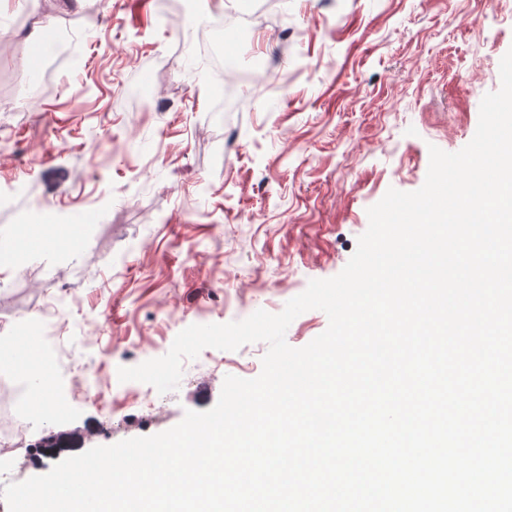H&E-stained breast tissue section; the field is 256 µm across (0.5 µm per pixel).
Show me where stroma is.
I'll return each instance as SVG.
<instances>
[{"label":"stroma","instance_id":"1","mask_svg":"<svg viewBox=\"0 0 512 512\" xmlns=\"http://www.w3.org/2000/svg\"><path fill=\"white\" fill-rule=\"evenodd\" d=\"M0 0V243L62 235L0 265V342L57 302L61 354L32 417L24 370L0 377V489L74 452L150 436L218 401L226 376L256 378L267 343L204 349L177 390L135 405L118 370L165 355L192 324L276 314L341 272L388 189H419L429 146L473 138L512 49V0ZM53 17L40 45L34 17ZM77 43L35 89L55 36ZM219 36L231 95L216 92L199 34Z\"/></svg>","mask_w":512,"mask_h":512}]
</instances>
